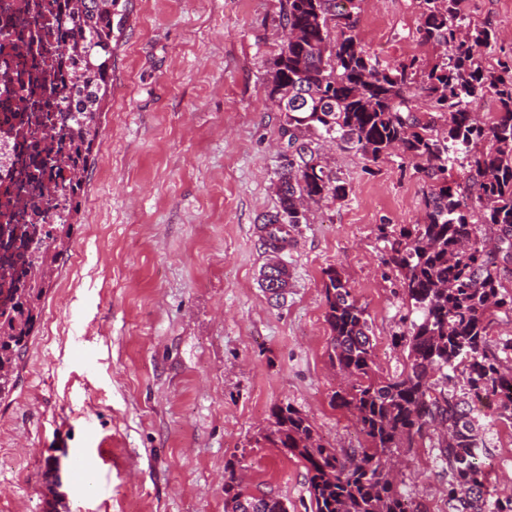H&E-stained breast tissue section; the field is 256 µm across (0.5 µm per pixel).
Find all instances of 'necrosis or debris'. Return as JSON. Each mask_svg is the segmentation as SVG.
<instances>
[{
	"label": "necrosis or debris",
	"instance_id": "1",
	"mask_svg": "<svg viewBox=\"0 0 512 512\" xmlns=\"http://www.w3.org/2000/svg\"><path fill=\"white\" fill-rule=\"evenodd\" d=\"M69 8V0H0V189L11 191L10 197L0 196V206H6L18 224L32 219L28 201L45 185L54 189V207L45 212V223L67 211L60 188L70 170L59 140L70 123L67 113L52 112L50 122L34 137L18 126L29 98L62 102L72 89L74 68L58 55L67 28L56 25L43 31L34 23L37 11L58 17Z\"/></svg>",
	"mask_w": 512,
	"mask_h": 512
}]
</instances>
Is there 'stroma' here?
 <instances>
[{
    "label": "stroma",
    "instance_id": "obj_1",
    "mask_svg": "<svg viewBox=\"0 0 512 512\" xmlns=\"http://www.w3.org/2000/svg\"><path fill=\"white\" fill-rule=\"evenodd\" d=\"M285 0H115L112 94L102 102L70 256L44 296L13 393L0 400V512H224V467L309 506L302 463L261 443L291 403L338 452L366 447L333 407L324 272L369 314L374 371L401 372L407 308L383 265L380 225L420 222L431 182L400 156L366 167L324 143L351 191L311 205L281 256L285 299L260 286L258 232L278 204L285 117L269 71ZM512 46V0H462ZM358 32L389 64L435 58L421 0H354ZM474 415L491 477L512 479V428ZM437 451L404 449V490L445 512Z\"/></svg>",
    "mask_w": 512,
    "mask_h": 512
}]
</instances>
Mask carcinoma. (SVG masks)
Returning <instances> with one entry per match:
<instances>
[{
	"label": "carcinoma",
	"mask_w": 512,
	"mask_h": 512,
	"mask_svg": "<svg viewBox=\"0 0 512 512\" xmlns=\"http://www.w3.org/2000/svg\"><path fill=\"white\" fill-rule=\"evenodd\" d=\"M75 0L68 23L78 36L65 56L79 65L68 141L69 166L87 170L98 131V111L112 87V3ZM353 0H286L288 44L270 71V98L285 115L282 135L296 146L283 165L275 213L265 219L293 229L308 223V206L344 200L348 184L322 163L318 142L361 154L373 165L399 150L423 165L432 180L422 221L396 230L384 224L382 263L396 272L411 309L396 341L408 364L395 375L377 376L369 314L335 268L325 271V321L329 359L350 382L330 402L356 418L368 447L340 455L321 442L313 424L291 403L271 409L275 427L262 440L303 462L311 512H428L405 493L389 466L404 448H415L440 431L441 467L448 474V512H512V494L489 486L485 441L472 416L478 403L494 407L512 424V339L492 344L498 314L512 316V50L483 62L498 43L497 32L473 23L462 0H422L420 38L445 47L434 62L411 57L390 65L370 54L359 37ZM489 97L497 104L482 122L471 103ZM467 170L462 183L448 180V158ZM63 191L65 218L45 229L70 226L80 212L83 179ZM34 234L18 228L20 251L7 264L22 262L21 276L0 275V288L25 293L20 304L0 311V395L10 390L18 360L41 316L45 289L25 288V278L45 263L46 252H28ZM225 512H288L270 492H252L224 467Z\"/></svg>",
	"instance_id": "carcinoma-1"
}]
</instances>
